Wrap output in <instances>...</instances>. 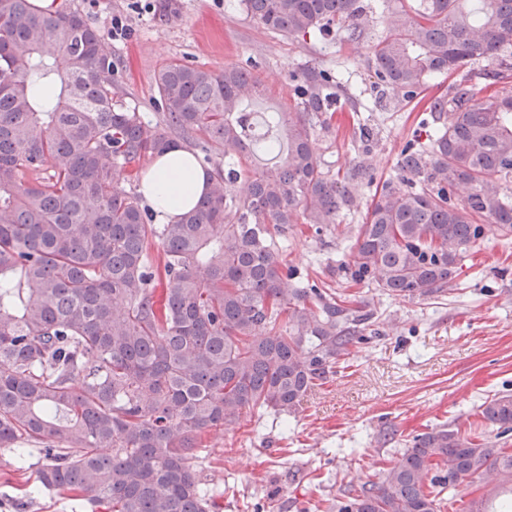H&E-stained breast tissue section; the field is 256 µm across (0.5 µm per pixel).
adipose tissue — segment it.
I'll return each instance as SVG.
<instances>
[{
	"label": "adipose tissue",
	"mask_w": 512,
	"mask_h": 512,
	"mask_svg": "<svg viewBox=\"0 0 512 512\" xmlns=\"http://www.w3.org/2000/svg\"><path fill=\"white\" fill-rule=\"evenodd\" d=\"M210 181V170L199 166L188 150L176 145L154 158L141 181V193L155 221L172 224L197 205Z\"/></svg>",
	"instance_id": "1"
}]
</instances>
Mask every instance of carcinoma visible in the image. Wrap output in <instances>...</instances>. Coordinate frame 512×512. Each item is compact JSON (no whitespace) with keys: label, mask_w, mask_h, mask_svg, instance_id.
Returning a JSON list of instances; mask_svg holds the SVG:
<instances>
[{"label":"carcinoma","mask_w":512,"mask_h":512,"mask_svg":"<svg viewBox=\"0 0 512 512\" xmlns=\"http://www.w3.org/2000/svg\"><path fill=\"white\" fill-rule=\"evenodd\" d=\"M388 12L372 46L376 87L414 101L436 74L480 61L512 71V0H417ZM292 40L331 27L360 42L362 0H240ZM112 47L77 10L40 15L0 0V448L44 446L31 495L72 497L86 512H213L195 460L202 434L243 414L295 413L351 346L381 336L374 309L296 279L275 236L299 221L321 233L357 205L361 169L331 177L312 146L341 82L290 77L288 111L263 133L242 105L239 68L171 63L155 76L161 119L119 100ZM426 140L401 153L406 188L383 185L341 265L351 286L426 300L445 291L488 226L512 237V87L482 94L466 74L432 98ZM231 163L174 224L121 187V172L162 153L171 134ZM277 159L246 163L250 147ZM158 262L150 259L155 241ZM480 423L440 424L409 440L378 483L336 512H442L466 482L509 488L462 512H512V392Z\"/></svg>","instance_id":"obj_1"}]
</instances>
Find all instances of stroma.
<instances>
[{"label":"stroma","instance_id":"35a3bbf8","mask_svg":"<svg viewBox=\"0 0 512 512\" xmlns=\"http://www.w3.org/2000/svg\"><path fill=\"white\" fill-rule=\"evenodd\" d=\"M60 0L79 8L110 37L113 17L128 29L112 40L123 101L151 119L159 114L154 78L180 61L215 73L237 66L251 72L259 92L245 106L254 119L288 109L290 74L307 67L343 73L359 92L356 112H335L330 127H315L313 147L329 175L364 166L354 183L359 205L340 212L334 231L320 234L292 224L280 240L299 277L340 287L339 266L366 207L384 183L401 185V152L420 136L418 110L380 96L370 70V39L353 43L291 40L265 29L239 0ZM374 136L370 155L359 128ZM380 316L381 338L353 348L348 368L315 388L299 411L281 419L248 413L209 432L197 462L215 512H305L318 500H336L378 481L415 434L458 421L468 425L488 395L512 390V241L487 232L472 249L446 293L436 299L388 297L362 288ZM26 477L12 449H0V512H71L61 497L23 501Z\"/></svg>","mask_w":512,"mask_h":512}]
</instances>
